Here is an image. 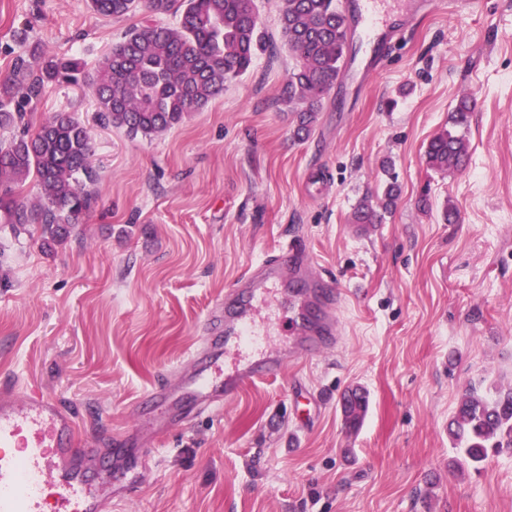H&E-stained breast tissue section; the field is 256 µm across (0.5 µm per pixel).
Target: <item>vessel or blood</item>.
<instances>
[{"label":"vessel or blood","instance_id":"1","mask_svg":"<svg viewBox=\"0 0 512 512\" xmlns=\"http://www.w3.org/2000/svg\"><path fill=\"white\" fill-rule=\"evenodd\" d=\"M391 0H342L350 42L370 47L364 72L386 61L401 30L384 32ZM342 296L316 274L305 250L290 242L267 255L226 293L209 318L211 334L191 353V371L178 383L157 381L139 401L136 433L154 436L223 406L245 388L276 378L288 360L324 356L340 348ZM281 309L288 339H271L261 312ZM73 412L40 392L0 399V512H112L113 498L131 497L154 466V451L131 436L114 437L101 454L121 489L89 476L86 453L75 443Z\"/></svg>","mask_w":512,"mask_h":512}]
</instances>
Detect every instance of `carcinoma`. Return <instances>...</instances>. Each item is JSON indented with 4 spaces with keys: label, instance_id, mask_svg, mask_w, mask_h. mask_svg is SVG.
I'll return each instance as SVG.
<instances>
[{
    "label": "carcinoma",
    "instance_id": "obj_1",
    "mask_svg": "<svg viewBox=\"0 0 512 512\" xmlns=\"http://www.w3.org/2000/svg\"><path fill=\"white\" fill-rule=\"evenodd\" d=\"M104 17H124L142 7L150 13L172 12L177 26L146 23L125 33L102 58L93 79L97 121L145 137L181 124L189 113L224 91V83L245 74L265 36L257 22L254 0H90ZM281 33L296 64L282 89L284 101L297 112L294 136L314 132L324 99L335 87L350 47L347 18L336 0H281ZM73 61L49 60L34 69L16 58L0 99V128L25 124L26 108L49 81L79 83ZM475 103L458 101L448 122L469 124ZM465 138L444 130L430 139L427 166L435 170L460 167L468 156ZM92 142L87 127L70 112H57L31 135L0 145V224L19 235L30 226L41 229L43 245L53 250L67 241L81 216L95 208ZM34 177L40 193L28 204L20 191ZM398 198L389 185L381 199L365 198L356 206L355 224H379ZM348 427L355 428L365 408L342 405ZM448 433L459 449L456 468L479 465L489 451L512 448V389L493 399L472 388L461 395Z\"/></svg>",
    "mask_w": 512,
    "mask_h": 512
}]
</instances>
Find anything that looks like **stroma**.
<instances>
[{
	"label": "stroma",
	"instance_id": "obj_1",
	"mask_svg": "<svg viewBox=\"0 0 512 512\" xmlns=\"http://www.w3.org/2000/svg\"><path fill=\"white\" fill-rule=\"evenodd\" d=\"M482 2L399 0L387 22L413 18L404 42L366 84L340 77L298 140L281 99L295 58L280 0H255L267 44L251 69L151 137L97 125L90 78L131 26L171 27L174 15L0 0V80L19 55L79 63L83 82L47 84L31 123L57 112L86 123L100 192L50 251L0 224V396L59 398L99 473L98 448L185 368L249 267L295 241L344 295L342 348L163 434L151 477L112 512H512V449L449 465L464 390L512 388V0ZM463 97L475 101L467 162L429 169L425 147ZM385 160L397 207L377 236L355 237L351 214L381 192ZM355 387L369 403L353 430L341 397Z\"/></svg>",
	"mask_w": 512,
	"mask_h": 512
}]
</instances>
